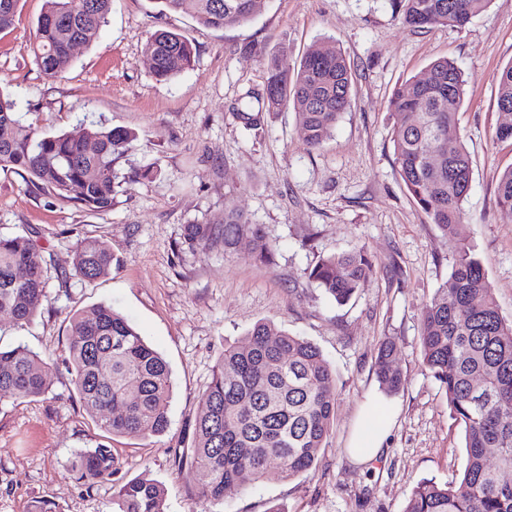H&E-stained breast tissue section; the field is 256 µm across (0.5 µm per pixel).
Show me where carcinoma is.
Masks as SVG:
<instances>
[{
    "instance_id": "obj_1",
    "label": "carcinoma",
    "mask_w": 512,
    "mask_h": 512,
    "mask_svg": "<svg viewBox=\"0 0 512 512\" xmlns=\"http://www.w3.org/2000/svg\"><path fill=\"white\" fill-rule=\"evenodd\" d=\"M491 0H393L404 24L461 27ZM161 12H188L204 28L241 25L259 0H155ZM19 0H0V31L14 21ZM112 0H45L37 23L34 61L50 79L71 66L74 43L95 41L107 23ZM152 74L167 81L194 66L196 49L182 34L158 30L146 42ZM501 110L495 138L512 141V65L493 75ZM352 71L341 49L326 45L296 63L281 52L266 64L263 94L247 93L265 111L241 112L259 130L267 112L290 101L305 144L320 147L350 106ZM466 80L454 62L433 61L424 80L398 88L390 100L392 143L399 175L417 206L454 250L447 280L422 308L419 342L423 365L445 389L448 407L465 433L462 476L440 483L423 479L402 512H512V321L500 313L483 265L462 234L463 202L471 186L469 153L460 142L458 114ZM137 139L134 132L81 123L79 130L42 135L23 125L14 102L0 94V169L13 170L42 189L92 212L112 208L118 159ZM457 142L451 152L440 150ZM497 201L512 216V166L498 179ZM249 237L256 258L268 263L276 244L244 212L227 206L222 224H188L190 248ZM118 259L108 244L80 238L73 276L92 283L112 272ZM47 263L33 241L0 234V312L18 326L33 321L48 301ZM374 272L365 247L328 254L310 269L309 281L337 304L348 303ZM397 345L383 341L375 358L380 387L397 393L403 378L394 360ZM65 363L76 395L95 422L114 436L160 437L169 427L171 372L167 362L110 305L73 314ZM53 362L24 344L0 347V397L24 401L48 392ZM336 371L320 349L302 336L256 323L243 341L224 347L194 419V440L176 454L187 471H202L197 498L224 501L225 490L271 478L291 480L317 460L333 423ZM74 478L88 486L114 475L109 447L79 451ZM166 489L146 475L112 485V512H165Z\"/></svg>"
}]
</instances>
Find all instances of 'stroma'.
Masks as SVG:
<instances>
[{"mask_svg":"<svg viewBox=\"0 0 512 512\" xmlns=\"http://www.w3.org/2000/svg\"><path fill=\"white\" fill-rule=\"evenodd\" d=\"M44 0H20L0 31V93L24 123L43 134L71 132L90 119L137 139L115 168L124 179L110 210L91 212L0 170V232L35 235L47 260L49 308L28 325L0 314V337L50 357L49 391L0 401V512H30L51 499L62 512H112V482L93 487L71 474L75 454L107 445L115 478L147 472L167 489L166 512H190L204 473L179 467L175 452L192 439L200 397L227 343L260 321L305 337L335 369L332 428L313 468L293 480L233 486L224 512H402L424 478L451 482L466 462L464 435L441 384L422 364L421 310L448 277L447 237L417 207L394 163L389 101L406 81L445 57L467 84L459 125L472 162L464 222L500 312L512 320V219L497 205L500 173L512 144L494 141L498 123L493 75L512 64V0H491L464 27L417 30L391 0H260L248 22L223 30L186 13H159L153 0H113L98 39L78 45L63 77L46 78L32 46ZM159 29L182 33L196 48L192 69L156 81L144 52ZM325 43L352 68L351 103L332 136L308 148L292 105L246 129L237 110L247 91H263L264 65L285 50L301 59ZM262 225L277 251L255 260L249 241L232 249H188L185 225L221 222L225 203ZM105 241L119 258L92 284L62 280L76 239ZM358 246L375 264L372 277L344 306L328 300L305 270L320 257ZM108 304L168 362L170 427L160 437L105 433L75 396L64 362L69 319ZM386 339L404 386L382 456L355 464L347 444L357 412L378 392L374 358Z\"/></svg>","mask_w":512,"mask_h":512,"instance_id":"1","label":"stroma"}]
</instances>
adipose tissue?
<instances>
[{
	"mask_svg": "<svg viewBox=\"0 0 512 512\" xmlns=\"http://www.w3.org/2000/svg\"><path fill=\"white\" fill-rule=\"evenodd\" d=\"M393 417L392 407L382 399L373 398L365 404L349 441L348 453L352 460L367 464L380 456Z\"/></svg>",
	"mask_w": 512,
	"mask_h": 512,
	"instance_id": "1",
	"label": "adipose tissue"
}]
</instances>
